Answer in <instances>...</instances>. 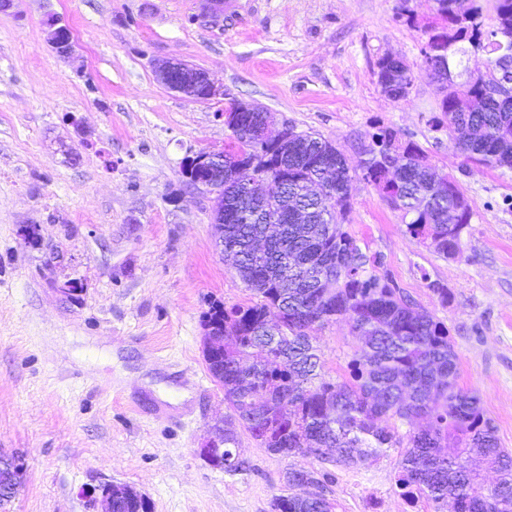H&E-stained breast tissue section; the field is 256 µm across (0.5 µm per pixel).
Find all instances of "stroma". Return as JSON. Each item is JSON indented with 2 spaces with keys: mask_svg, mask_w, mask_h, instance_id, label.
I'll return each instance as SVG.
<instances>
[{
  "mask_svg": "<svg viewBox=\"0 0 512 512\" xmlns=\"http://www.w3.org/2000/svg\"><path fill=\"white\" fill-rule=\"evenodd\" d=\"M407 8L410 19L399 18ZM432 0H10L0 8V451L24 482L9 512H95L110 483L151 512H270L285 473L326 475L335 512H435L399 496L400 451L346 468L284 458L240 432L242 471L202 453L230 413L203 358L212 305L252 294L214 246L213 196L187 185L186 158L225 148L217 114L261 105L356 160L378 127L416 142L468 197L459 255L411 237L399 211L355 178L347 229L443 321L458 383L480 395L512 448V170L467 161L433 128L438 84L423 66ZM67 27L71 57L52 29ZM411 67L410 95L382 93L376 63ZM208 73L219 97L185 98L158 64ZM73 282L77 299L60 286ZM445 285L447 300L433 292ZM326 378L358 345L339 320L312 330Z\"/></svg>",
  "mask_w": 512,
  "mask_h": 512,
  "instance_id": "stroma-1",
  "label": "stroma"
}]
</instances>
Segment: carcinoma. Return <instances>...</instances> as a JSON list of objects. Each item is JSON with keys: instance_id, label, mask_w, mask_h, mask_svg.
I'll return each mask as SVG.
<instances>
[{"instance_id": "1", "label": "carcinoma", "mask_w": 512, "mask_h": 512, "mask_svg": "<svg viewBox=\"0 0 512 512\" xmlns=\"http://www.w3.org/2000/svg\"><path fill=\"white\" fill-rule=\"evenodd\" d=\"M455 0H433L440 27L429 26L424 61L441 71L439 112L455 134L457 150L466 159L489 168L512 170V98L489 103L486 84L509 69L500 43L512 36V0H495V25L483 30L481 0H471L470 13L454 15ZM488 49L482 73L451 70L466 54L462 43ZM378 84L393 100L406 98L413 86L409 65L401 58L377 62ZM230 142L224 149V249L240 254L236 273L255 296L250 305H215L204 323L224 327V401L231 418L224 429V471L245 466L239 459L237 423L259 445L282 457L304 455L311 448H328L336 463L355 466L387 448H400L396 486L412 503L425 498L436 509L453 500L455 512H512V451L501 447L495 427L485 418L480 398L458 385L459 355L447 325L422 310L416 301L380 275L379 260L369 261L359 240L344 230L352 210L354 177L374 185L387 203L408 219L407 230L444 258L456 257L462 235L471 221L468 199L458 183L437 176L423 149L402 140L398 132L379 127L361 147L352 165L341 151L318 134L288 142V173L280 168L278 148L257 149L253 125L244 119L226 123ZM267 182L281 181L284 192L305 199L325 221L310 227L295 243L301 252L322 255L300 269L296 280L283 276L279 237L292 228L277 225L269 236L267 254L249 248L251 238L267 230L250 210L233 204L240 173ZM318 179L327 191L321 197L303 193ZM336 272L335 291L317 288L314 274ZM281 311L274 331L266 330L270 314ZM347 321L361 345L349 362V378L331 382L309 331L334 320ZM407 430L400 433L399 427ZM455 441L461 450L453 457L445 448ZM495 463L499 477L490 488L473 480L470 453ZM324 489L313 470L291 468L285 474L288 494L275 497L271 512H334L336 504L321 494L299 491L302 483ZM112 512H151V505L126 500L112 503Z\"/></svg>"}]
</instances>
